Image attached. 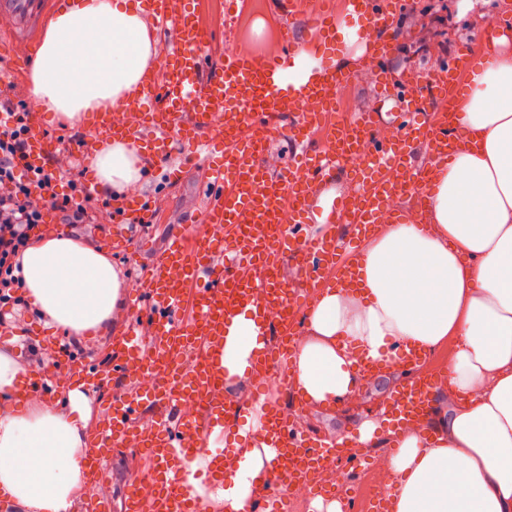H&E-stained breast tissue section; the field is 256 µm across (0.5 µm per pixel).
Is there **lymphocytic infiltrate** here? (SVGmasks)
I'll use <instances>...</instances> for the list:
<instances>
[{
    "label": "lymphocytic infiltrate",
    "instance_id": "obj_1",
    "mask_svg": "<svg viewBox=\"0 0 512 512\" xmlns=\"http://www.w3.org/2000/svg\"><path fill=\"white\" fill-rule=\"evenodd\" d=\"M13 118L0 123V310L17 300L21 286L20 258L30 243V233L45 223L48 211L61 214L69 224H91L94 196L85 185L61 167L26 166L30 115L16 111L12 104L0 107ZM66 192H59L58 181Z\"/></svg>",
    "mask_w": 512,
    "mask_h": 512
}]
</instances>
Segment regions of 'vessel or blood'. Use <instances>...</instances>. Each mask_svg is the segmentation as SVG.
I'll list each match as a JSON object with an SVG mask.
<instances>
[{"instance_id": "1", "label": "vessel or blood", "mask_w": 512, "mask_h": 512, "mask_svg": "<svg viewBox=\"0 0 512 512\" xmlns=\"http://www.w3.org/2000/svg\"><path fill=\"white\" fill-rule=\"evenodd\" d=\"M56 0H0V42L16 46L37 26ZM359 18V42L367 46L354 67L320 62L312 77L299 86L285 85V69L299 53L292 30L283 35L282 56L260 61L229 49L217 67H209L207 37L187 10L185 0H140L158 27L176 29V42L162 45L159 73L150 74L138 95L126 105L133 120L118 123L112 112H95L96 137H131L149 125L157 134L152 154H168L178 146L183 157H206L211 202L200 223L216 226L213 234L185 239L170 237L143 275L151 300V327L134 325L114 339L106 375L79 361L64 358L71 373L69 388H105L115 382L106 413L87 440V471L104 468L113 449L137 446L148 461L135 472L119 503L100 494L88 501L90 512H203L202 498L189 481L188 465L207 461L210 488L223 487L242 468L244 459L229 439L240 427L243 404L228 393L224 344L239 316L253 320L258 346L249 357L254 383H262L270 366H278L282 396L295 404L304 398L290 383L291 357L299 323L331 270L352 279L361 263L360 244L379 225L388 202L409 197L395 211L397 224L423 223L427 186L434 166L447 162L463 136L453 120L469 87L462 73L476 59L459 49L435 71L422 77L395 78L386 67L392 55V29L403 0H348ZM315 37L335 53V16L313 13ZM375 66L380 80L398 90L392 135L376 137L381 115L361 112L354 119L324 124L322 149L304 152L300 164L278 176L263 166L261 150L273 137L272 116L293 118L295 142L308 140L309 128L321 122L308 111L320 102L335 111L332 93L341 83ZM448 101L447 111L426 120L420 94ZM427 149L424 165L410 163L413 145ZM27 162L42 166L53 146L41 126L31 125ZM321 223L317 234L308 225ZM293 261L295 278L283 274ZM402 380L386 399L391 429L424 425L438 378L416 371L418 358L397 352ZM190 403L194 414H182ZM265 427L275 466L262 495L249 499L244 512H278L291 483L313 476L326 457L353 465L364 460L348 442L323 443L304 437L295 422L267 411Z\"/></svg>"}]
</instances>
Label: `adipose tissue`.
<instances>
[{
  "label": "adipose tissue",
  "mask_w": 512,
  "mask_h": 512,
  "mask_svg": "<svg viewBox=\"0 0 512 512\" xmlns=\"http://www.w3.org/2000/svg\"><path fill=\"white\" fill-rule=\"evenodd\" d=\"M494 43L495 62L470 73L473 90L456 116L465 144L433 172L427 224L379 228L356 283L322 288L292 356L295 390L336 409L363 385L354 352L450 348L425 428L393 434L397 452L383 465L396 485L392 512H512V37ZM157 57L144 10L76 0L50 21L24 90L78 124L132 99ZM91 165L102 192L126 198L141 186L143 153L128 139L100 143ZM21 278L47 324L77 338L115 320L126 288L106 250L46 226L23 253ZM255 344L252 320L239 317L224 346L230 383L243 378ZM40 371L0 351V496L13 512H73L87 399L73 390L64 405L33 398L17 410L21 381ZM248 411L239 432L248 466L206 497L210 512H241L273 467L261 442L263 400Z\"/></svg>",
  "instance_id": "ef3b65f1"
}]
</instances>
